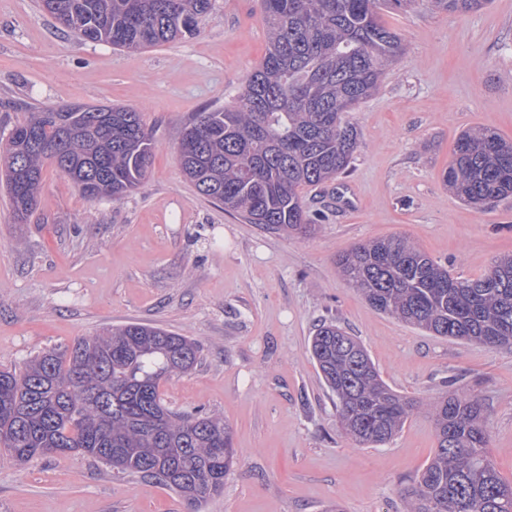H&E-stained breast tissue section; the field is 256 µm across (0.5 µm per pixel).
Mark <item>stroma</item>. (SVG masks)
<instances>
[{
    "instance_id": "stroma-1",
    "label": "stroma",
    "mask_w": 512,
    "mask_h": 512,
    "mask_svg": "<svg viewBox=\"0 0 512 512\" xmlns=\"http://www.w3.org/2000/svg\"><path fill=\"white\" fill-rule=\"evenodd\" d=\"M381 21L402 53L348 115L361 135L349 171L302 189L315 232L288 236L214 205L178 157L183 126L230 102L261 61L259 0H215L193 37L135 52L82 40L38 0H0V143L37 107L119 105L140 112L156 145L146 178L119 200L85 198L49 164L20 224L0 188V368L129 322L194 338L201 361L164 383V398L223 416L239 452L199 512H408L437 445L434 405L449 394L478 395L490 456L512 483V348L379 313L336 267L345 249L390 235L466 279L512 254V196L481 211L443 180L464 130L512 141V0L466 15L421 0ZM324 321L358 337L414 404L384 446H355L336 426L308 351ZM0 512L190 510L154 480L52 453L0 454Z\"/></svg>"
}]
</instances>
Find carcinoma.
<instances>
[{"mask_svg": "<svg viewBox=\"0 0 512 512\" xmlns=\"http://www.w3.org/2000/svg\"><path fill=\"white\" fill-rule=\"evenodd\" d=\"M214 0H40L78 37L143 50L192 35ZM418 0H261L267 48L222 109L197 113L181 133L179 162L200 194L249 224L305 236L314 229L300 194L345 174L359 147L347 112L375 96L401 53L380 21ZM466 14L488 0H428ZM154 142L124 106L40 107L12 129L5 182L16 219L37 205L50 162L91 199L119 200L139 186ZM444 181L478 208L512 195V141L488 128L457 138ZM337 264L375 310L434 336L512 347V255L476 279L453 275L403 236L351 246ZM309 351L336 398L342 434L387 444L413 405L381 377L362 342L330 323ZM200 345L129 322L0 371V448L14 461L82 452L122 474L154 479L192 508L224 491L238 459L230 427L210 414L169 409L160 384L192 372ZM437 448L411 490L409 512H512V483L492 463L476 396L434 408Z\"/></svg>", "mask_w": 512, "mask_h": 512, "instance_id": "obj_1", "label": "carcinoma"}]
</instances>
